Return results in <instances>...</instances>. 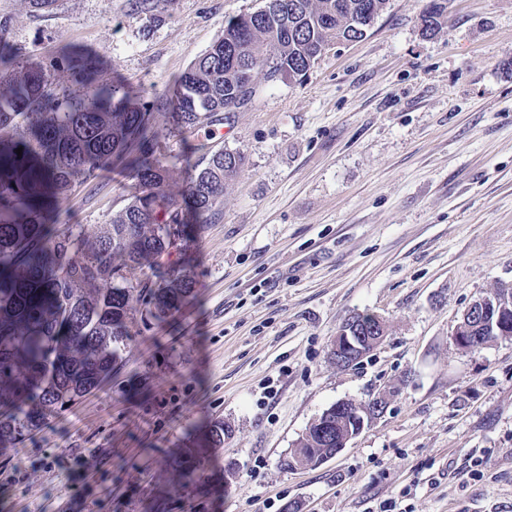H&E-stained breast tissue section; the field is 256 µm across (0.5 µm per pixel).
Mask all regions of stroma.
<instances>
[{
	"mask_svg": "<svg viewBox=\"0 0 512 512\" xmlns=\"http://www.w3.org/2000/svg\"><path fill=\"white\" fill-rule=\"evenodd\" d=\"M388 0L366 36L332 43L303 79L260 83L224 137L159 124L162 191L189 205L208 143L245 156L180 260L194 282L156 318L137 308L99 388L0 448V512H368L410 489L412 512H512V339L453 342L474 299L512 284V0ZM264 0H175L157 18L127 0H0L12 71L87 96H173L179 77ZM115 163L75 185L57 225L94 230L137 193ZM372 313L384 340L339 368L330 344ZM384 413L326 462L287 468L340 400ZM224 445L190 483L173 464L214 423ZM482 461V477L469 458Z\"/></svg>",
	"mask_w": 512,
	"mask_h": 512,
	"instance_id": "obj_1",
	"label": "stroma"
}]
</instances>
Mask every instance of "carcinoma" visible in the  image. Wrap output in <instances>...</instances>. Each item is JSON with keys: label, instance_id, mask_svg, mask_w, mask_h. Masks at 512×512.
<instances>
[{"label": "carcinoma", "instance_id": "obj_1", "mask_svg": "<svg viewBox=\"0 0 512 512\" xmlns=\"http://www.w3.org/2000/svg\"><path fill=\"white\" fill-rule=\"evenodd\" d=\"M388 0H265L260 9L230 18L224 36L179 78L174 97L145 104L119 87L87 100L56 96L37 73L12 79L0 97V447L40 428L45 417L97 388L117 361L114 344L129 335L140 304L160 317L177 310L193 287L173 256L185 239L186 219L177 201L162 196L169 169L158 158L157 119L177 111L186 131L210 128L224 114L251 104L255 74L268 83L283 74L305 77L324 45L361 39ZM445 0H428L425 29L439 27ZM173 0H128L133 14L155 16ZM248 64L254 76L245 78ZM69 67L91 81L94 60L77 57ZM22 154H17V149ZM229 150L206 149L190 183L195 212L208 219L224 186L244 165ZM114 162L127 165L143 190L112 219L88 233L81 224H50L59 199ZM120 257L121 263L113 262ZM149 270L137 291L126 269ZM485 325L468 319L474 336L512 337V311ZM367 336L383 321L358 315ZM224 425L208 432L205 447L175 458L185 476L197 477L201 458L224 445ZM336 454V443L317 422L290 459L317 465Z\"/></svg>", "mask_w": 512, "mask_h": 512}]
</instances>
